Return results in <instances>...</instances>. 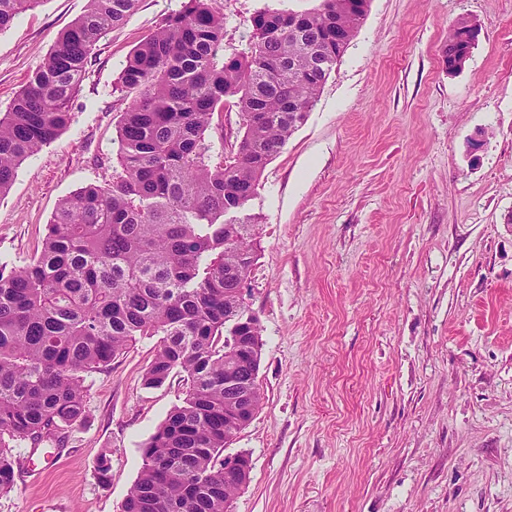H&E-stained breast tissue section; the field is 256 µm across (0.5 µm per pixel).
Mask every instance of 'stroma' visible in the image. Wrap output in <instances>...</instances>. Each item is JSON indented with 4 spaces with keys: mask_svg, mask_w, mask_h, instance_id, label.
Listing matches in <instances>:
<instances>
[{
    "mask_svg": "<svg viewBox=\"0 0 512 512\" xmlns=\"http://www.w3.org/2000/svg\"><path fill=\"white\" fill-rule=\"evenodd\" d=\"M281 1L314 5L218 0L225 43ZM181 3L139 0L100 40L71 124L0 196V263H28L60 201L111 180L120 71ZM87 7L41 0L0 31V113ZM462 18L481 33L452 72ZM245 211L263 401L225 449L252 465L232 512H512V0H371ZM159 345L139 337L88 379L84 420L41 478L21 462L0 512H119L187 391L144 386Z\"/></svg>",
    "mask_w": 512,
    "mask_h": 512,
    "instance_id": "1",
    "label": "stroma"
}]
</instances>
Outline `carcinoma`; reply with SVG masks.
<instances>
[{
  "mask_svg": "<svg viewBox=\"0 0 512 512\" xmlns=\"http://www.w3.org/2000/svg\"><path fill=\"white\" fill-rule=\"evenodd\" d=\"M38 2L0 0V31ZM138 2L88 0L0 116V195L21 164L68 127L97 43ZM368 6L264 8L252 18L249 46L226 54L217 0H184L132 51L116 86L130 103L112 180L63 198L29 263L0 265V494L15 484L12 449H63L86 413V379L136 337L159 336L144 385L182 375L189 387L143 448L121 512L230 507L240 487L224 479V448L236 437L234 423L224 422V371L237 363L224 316L237 310L235 290L258 260V218L231 224L224 216L258 192L332 72L312 68L292 25L334 54L336 30L354 38ZM467 48L464 29L453 27L448 61L462 62ZM229 102L243 135L226 160L214 157L206 133Z\"/></svg>",
  "mask_w": 512,
  "mask_h": 512,
  "instance_id": "obj_1",
  "label": "carcinoma"
}]
</instances>
